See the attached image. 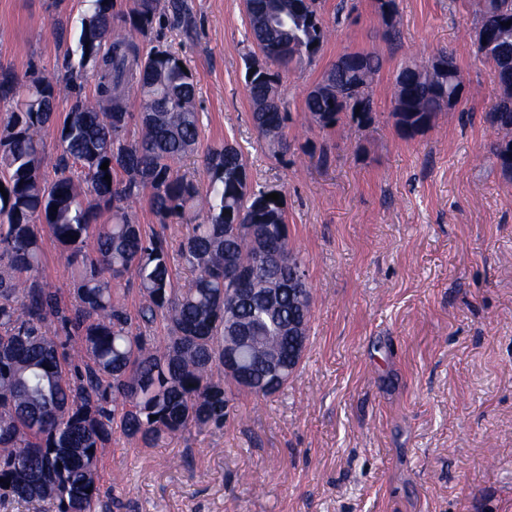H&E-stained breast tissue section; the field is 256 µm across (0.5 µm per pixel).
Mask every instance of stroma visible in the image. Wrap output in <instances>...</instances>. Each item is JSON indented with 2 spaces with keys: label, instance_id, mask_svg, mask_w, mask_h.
<instances>
[{
  "label": "stroma",
  "instance_id": "35a3bbf8",
  "mask_svg": "<svg viewBox=\"0 0 512 512\" xmlns=\"http://www.w3.org/2000/svg\"><path fill=\"white\" fill-rule=\"evenodd\" d=\"M191 24L155 26L144 46L176 51L196 79L201 133L177 165L204 178L211 147L243 152L252 183L281 189L305 265L312 316L304 357L268 397L237 395L223 429L153 448L114 430L99 464L106 512H512V175L493 154L499 94L475 50L467 0H396L389 36L377 0H322L330 35L282 75L286 152L253 126L244 0H185ZM85 0H0V66L57 78ZM373 51L374 114L320 129L308 92L343 54ZM452 52L466 95L404 135L394 112L406 63ZM176 253L188 228L128 201ZM39 279L62 295L74 269L42 231Z\"/></svg>",
  "mask_w": 512,
  "mask_h": 512
}]
</instances>
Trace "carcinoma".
Returning a JSON list of instances; mask_svg holds the SVG:
<instances>
[{"instance_id": "1", "label": "carcinoma", "mask_w": 512, "mask_h": 512, "mask_svg": "<svg viewBox=\"0 0 512 512\" xmlns=\"http://www.w3.org/2000/svg\"><path fill=\"white\" fill-rule=\"evenodd\" d=\"M77 38L79 60L52 82L36 69L21 80L0 71V105L10 108L0 132V500H37L49 512H96L98 469L112 430L151 448L193 429H221L234 392L256 397L268 364L297 365L311 308L283 291L278 308L265 306L268 289L307 287L306 270L290 247L285 200H265L278 189L247 186L242 152L228 142L205 158L206 186L178 173L176 160L194 151L200 113L187 61L137 40L153 29L162 10L186 25L183 0H131L128 31L112 34L113 0H86ZM492 48L482 54L500 93L489 112L498 140L495 154L512 173V32L493 30L512 19V0H470ZM253 43L269 55L266 73L246 80L252 121L272 152L285 145V99L273 92L281 69L313 62L327 30L318 0H246ZM362 74L326 70L322 80L343 95L313 90L305 99L323 130L346 115L373 120L371 84L378 55L362 54ZM423 61L395 78L393 112L413 135L446 111ZM96 97L83 95L88 77ZM64 113L57 176L41 172L42 131ZM138 104L141 127L129 140ZM108 169H101L104 162ZM126 174L120 179L118 173ZM110 176L111 181L104 180ZM149 191L151 210L177 217L189 231L180 260L192 278L175 280L167 241L143 233L124 200ZM111 213L99 224L101 212ZM47 226L69 260L82 256L73 302L37 276L42 257L39 225ZM94 237L93 253H82ZM134 280L142 301L131 312L114 283ZM162 322L167 336L156 340ZM241 348L246 375L224 371V350ZM155 419H150V416Z\"/></svg>"}]
</instances>
